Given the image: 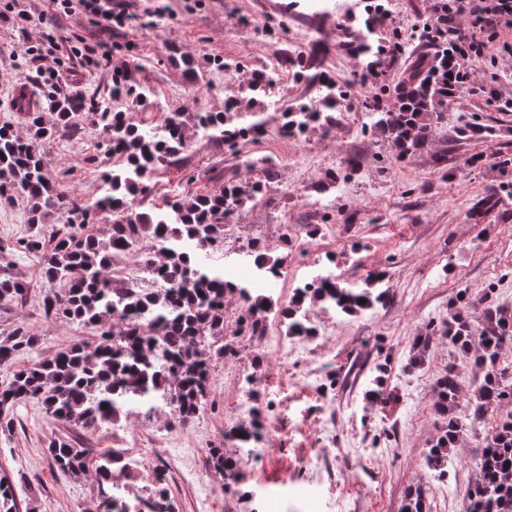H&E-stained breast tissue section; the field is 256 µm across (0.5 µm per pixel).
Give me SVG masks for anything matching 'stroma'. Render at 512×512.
Instances as JSON below:
<instances>
[{
    "label": "stroma",
    "mask_w": 512,
    "mask_h": 512,
    "mask_svg": "<svg viewBox=\"0 0 512 512\" xmlns=\"http://www.w3.org/2000/svg\"><path fill=\"white\" fill-rule=\"evenodd\" d=\"M128 3L129 27L109 38L113 66L129 63L137 86L151 89L164 109L110 101L111 68L80 75L65 56L56 65L59 95L106 99L111 111L158 125L168 111H223L228 90L250 81L263 60L274 57L281 66L262 99L263 137L239 141L233 153L192 135L180 163L154 178L146 208L174 194L191 198L216 177L243 186L263 182L261 199L225 227L218 264L236 261L241 246L255 240L283 261L287 276L272 292L277 304H287L312 266L323 263L352 285L381 273L387 297L358 316L312 307L319 330L313 339L287 336L274 315L267 338L249 341L235 336L241 302L227 295L224 334L235 337L243 356L215 361L208 401L180 431L172 430L163 404L93 434L53 422L36 403L16 404L12 430L0 431V477L10 481L19 512H98L94 472L64 475L47 446L67 437L93 457L126 455L136 435L145 470L128 480V491L140 493L148 471L162 469L174 512H402L405 491L415 484L424 486L431 512H465L457 490L474 477L486 423L472 424L451 450L445 475L427 467L425 453L441 427L433 409L436 378L455 366L463 414L481 378L442 335L450 304L465 296L477 326L481 290L492 289L497 302L512 305V112L487 105L483 95L461 93L436 135L403 156L372 128L365 92L355 85L357 61L344 49L358 44L359 31L337 15L334 0H300L292 8L283 0H168L167 13L155 18L145 15L152 0ZM425 7L424 0L387 4L391 20L383 36L403 46L390 64L389 85H398L428 52L415 37L426 22ZM258 28L263 38H255ZM37 36V27L23 34L0 20V125L20 134L26 125L11 100L25 86L23 55ZM217 57L233 63L232 78L209 68ZM323 72L341 93L331 109L334 131H310L302 144L281 142L282 112L317 103ZM46 152V178L82 198L96 197L102 171L122 163L105 151L99 129L88 121ZM272 152L280 161L270 172L243 163ZM308 153L313 163H301ZM27 217L24 195L0 204V274L30 285L25 301L0 309V340L19 324L40 338L20 357L23 365L99 339L98 327L45 316L41 255L10 250L29 234ZM427 333L434 341L426 362L406 370L415 337ZM282 339L292 347L289 355L280 353ZM380 364L387 367L383 405L366 397ZM256 406L264 428L254 464L229 480L209 450L220 444L234 453L225 434Z\"/></svg>",
    "instance_id": "stroma-1"
}]
</instances>
